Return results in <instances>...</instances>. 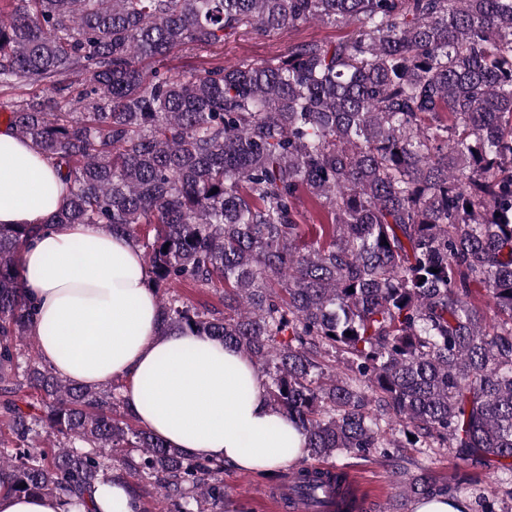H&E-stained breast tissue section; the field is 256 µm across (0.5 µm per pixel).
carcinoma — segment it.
Masks as SVG:
<instances>
[{"instance_id":"1","label":"carcinoma","mask_w":512,"mask_h":512,"mask_svg":"<svg viewBox=\"0 0 512 512\" xmlns=\"http://www.w3.org/2000/svg\"><path fill=\"white\" fill-rule=\"evenodd\" d=\"M3 2L0 95L46 94L1 101L0 121L62 177L51 223L128 236L161 334L252 361L307 448L262 474L289 512H363L345 468L311 459L452 448L512 482V0ZM316 22L352 30L259 63L158 67ZM304 195L332 215L322 238ZM46 229L0 224V492L85 504L117 479L139 500L156 489L158 512H224V463L141 428L120 382L88 389L42 361L20 266ZM182 282L222 288L224 310ZM395 475L369 512L471 482ZM183 298L189 303L200 306H213L218 309L224 310V304L219 297V294L215 293L212 290H200L198 288H194L191 285L180 283L175 288Z\"/></svg>"}]
</instances>
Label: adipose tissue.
<instances>
[{
	"label": "adipose tissue",
	"mask_w": 512,
	"mask_h": 512,
	"mask_svg": "<svg viewBox=\"0 0 512 512\" xmlns=\"http://www.w3.org/2000/svg\"><path fill=\"white\" fill-rule=\"evenodd\" d=\"M55 167L0 124V224H45L61 207ZM43 360L68 382H125L135 420L192 457L262 473L306 456L301 434L269 403L254 364L223 341L161 334L140 251L94 224H60L22 253Z\"/></svg>",
	"instance_id": "adipose-tissue-1"
}]
</instances>
